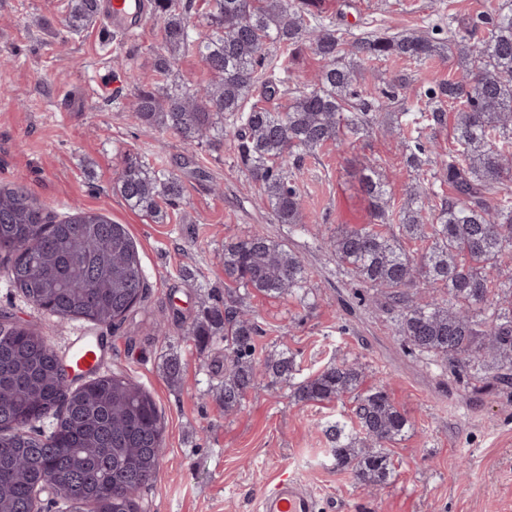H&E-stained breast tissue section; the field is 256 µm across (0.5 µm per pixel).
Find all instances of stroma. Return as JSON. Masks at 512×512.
I'll return each mask as SVG.
<instances>
[{
    "mask_svg": "<svg viewBox=\"0 0 512 512\" xmlns=\"http://www.w3.org/2000/svg\"><path fill=\"white\" fill-rule=\"evenodd\" d=\"M321 22L346 40L380 31H436L448 39L460 21L506 0H320ZM69 0H0V184L24 187L57 218L97 212L125 225L135 241L148 289L113 327L91 328L105 350L99 373L119 372L154 399L164 421L165 453L142 512H259L264 488L285 473L306 483L324 512H512V381L483 385L472 370L412 352L397 335L396 311L337 264L326 242L339 228L371 223L355 172L372 164L390 180L387 232H395L406 192L425 189L432 207L449 188L430 166H410L415 143L437 153L453 147V130L420 127L418 141L380 118L361 138L306 157L295 171L307 224L275 223L247 183L231 141L186 151L170 132L140 124L129 104L154 84L162 53L159 16L136 39L95 23L77 34L63 21ZM363 91L376 94L405 73L428 87L459 75L456 61L391 56L363 64ZM179 178L183 197L163 219L130 209L114 188L125 154ZM263 231L288 244L310 273L311 301L251 292L244 307L258 323L255 357L285 353L298 378L348 359L365 368V385L384 383L411 429L389 452L392 478L367 490L337 469L328 426L349 418L352 402L295 401L287 383L260 377L239 411L225 414L224 344L185 333L224 302V243ZM49 336L70 356L81 327L43 313L0 272V313ZM178 360L177 378L166 364Z\"/></svg>",
    "mask_w": 512,
    "mask_h": 512,
    "instance_id": "35a3bbf8",
    "label": "stroma"
}]
</instances>
